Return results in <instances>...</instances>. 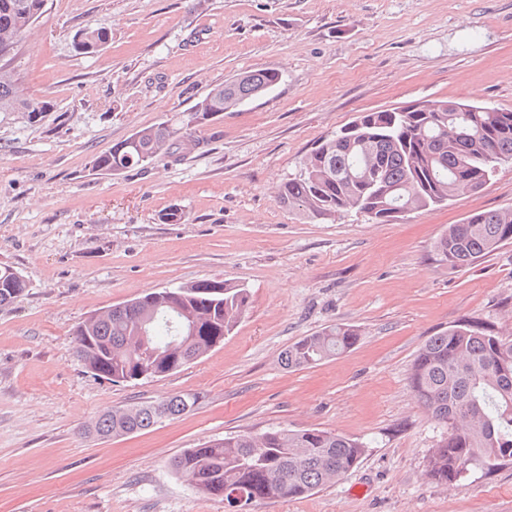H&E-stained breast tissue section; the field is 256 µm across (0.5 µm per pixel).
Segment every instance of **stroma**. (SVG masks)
I'll return each mask as SVG.
<instances>
[{
  "instance_id": "1",
  "label": "stroma",
  "mask_w": 512,
  "mask_h": 512,
  "mask_svg": "<svg viewBox=\"0 0 512 512\" xmlns=\"http://www.w3.org/2000/svg\"><path fill=\"white\" fill-rule=\"evenodd\" d=\"M103 26L94 54L75 36ZM50 101L0 112V266L27 287L0 306V512H224L170 463L184 449L275 427L364 442L340 480L253 512H512V463L444 484L443 436L409 385L426 340L462 321L512 342V243L476 264L436 261L449 225L512 210V162L475 193L380 223L319 219L280 186L357 116L430 100L512 110V0H48L13 62ZM277 70L270 93L196 127L175 154L118 174L96 156L175 121L212 87ZM181 209L184 221L161 214ZM246 289L222 344L168 376L95 378L73 332L99 310L199 280ZM338 324L358 342L304 369L281 355ZM193 410L118 438L117 408L172 395ZM89 35L93 36V40H85ZM111 39V32L105 27L87 29L81 33L80 40L75 43V49L79 53L92 54L100 50Z\"/></svg>"
}]
</instances>
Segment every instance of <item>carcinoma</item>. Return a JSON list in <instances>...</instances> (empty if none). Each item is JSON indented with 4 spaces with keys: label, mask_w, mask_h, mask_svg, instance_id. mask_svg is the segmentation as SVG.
Segmentation results:
<instances>
[{
    "label": "carcinoma",
    "mask_w": 512,
    "mask_h": 512,
    "mask_svg": "<svg viewBox=\"0 0 512 512\" xmlns=\"http://www.w3.org/2000/svg\"><path fill=\"white\" fill-rule=\"evenodd\" d=\"M44 0H0V105L39 115L50 103L16 95L10 62L29 27L42 15ZM105 27L87 29L75 49L92 54L111 41ZM274 69L243 71L212 88L175 128L167 123L141 128L94 159L95 168L116 174L172 154L174 141L220 112L267 94L280 82ZM512 161V111L459 101H426L414 111L366 112L347 131L319 143L300 174L280 188L284 205L317 218L357 208L380 222L448 203L480 190L502 162ZM512 241V210H492L451 224L435 243L436 260L465 268ZM27 288L22 276L0 267V306ZM152 291L111 306L74 331L76 354L95 377L113 383L141 374H170L224 341L248 306L246 289L224 280H199ZM349 325L331 327L289 346L281 361L289 369L309 367L358 341ZM512 343L491 328L469 321L430 337L410 373L419 404L444 430L429 457L427 472L452 483L473 469L492 470L512 462ZM196 398L175 395L100 417L89 432L108 438L145 430L192 410ZM364 453L363 443L318 429L272 428L188 448L171 461L195 490L224 501L227 512H252L270 499L308 496L349 472Z\"/></svg>",
    "instance_id": "1"
}]
</instances>
